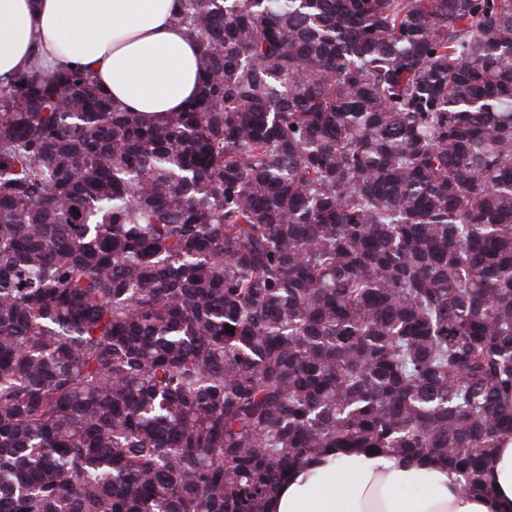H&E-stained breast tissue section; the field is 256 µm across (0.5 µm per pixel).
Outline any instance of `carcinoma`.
I'll list each match as a JSON object with an SVG mask.
<instances>
[{
	"mask_svg": "<svg viewBox=\"0 0 512 512\" xmlns=\"http://www.w3.org/2000/svg\"><path fill=\"white\" fill-rule=\"evenodd\" d=\"M179 2L181 112L0 89V512H270L366 448L487 494L512 0Z\"/></svg>",
	"mask_w": 512,
	"mask_h": 512,
	"instance_id": "cac0c4a2",
	"label": "carcinoma"
}]
</instances>
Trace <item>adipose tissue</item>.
Instances as JSON below:
<instances>
[{
  "mask_svg": "<svg viewBox=\"0 0 512 512\" xmlns=\"http://www.w3.org/2000/svg\"><path fill=\"white\" fill-rule=\"evenodd\" d=\"M179 0H0V88L33 72L90 74L113 105L182 111L202 88L200 48L174 17ZM325 456L290 475L273 512H512V438L487 465L490 495L462 491L445 465L408 466L363 450Z\"/></svg>",
  "mask_w": 512,
  "mask_h": 512,
  "instance_id": "1",
  "label": "adipose tissue"
}]
</instances>
